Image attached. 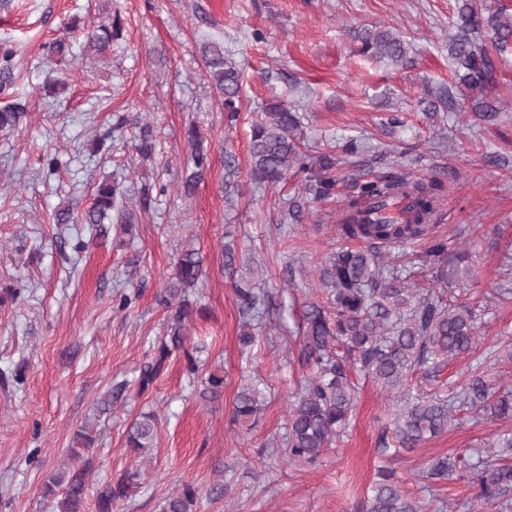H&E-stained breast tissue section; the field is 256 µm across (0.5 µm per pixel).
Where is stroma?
<instances>
[{"label": "stroma", "mask_w": 512, "mask_h": 512, "mask_svg": "<svg viewBox=\"0 0 512 512\" xmlns=\"http://www.w3.org/2000/svg\"><path fill=\"white\" fill-rule=\"evenodd\" d=\"M457 0H0V45L12 48L14 79L0 106L22 102L19 128L0 131V512H52L40 493L70 465L69 448L85 423L95 426L89 490L142 471L141 486L114 512H162L184 484L198 490L193 512H362L378 468L394 469L412 497L432 512H464L465 481L429 478L431 461L481 448L512 421L460 411V422L410 450L383 448L390 393L360 381L342 435L315 463H288L282 446L302 375L298 324L305 302L321 299L318 266L359 239L336 235V217L360 184L391 173L441 179L431 236L470 254L458 275L460 299L490 297L470 354L450 362L438 384L466 379L470 365L512 338V47L482 96L497 101L496 121L468 102L434 110L428 100L455 86L448 41ZM119 20L121 35L105 56L84 50V32ZM377 26L405 42L411 62L363 57L357 29ZM64 39L67 49L49 52ZM216 40L243 74L234 123L202 56ZM302 117L313 151L335 152L330 196L309 194L305 173L258 190L249 178L251 126L266 108ZM148 123L151 158L133 148V119ZM196 125L211 166L192 190L182 177ZM111 131L105 149L99 132ZM58 155L54 174L45 157ZM233 156L240 193L224 195V159ZM119 184L128 229L98 235L89 224H57L69 206L83 212L101 182ZM304 219L293 223L291 205ZM430 238L384 246L385 259L427 281ZM253 256L271 297V323L253 346L239 344L235 293L221 271L222 242ZM199 250L207 278L189 289L188 338L148 391L138 380L167 334L162 302L178 256ZM131 302L117 309L114 298ZM224 378L219 398H202L188 358ZM261 382L266 403L255 425L233 419L247 381ZM108 411H101L103 400ZM158 417L157 446L143 457L126 447L142 413Z\"/></svg>", "instance_id": "obj_1"}]
</instances>
